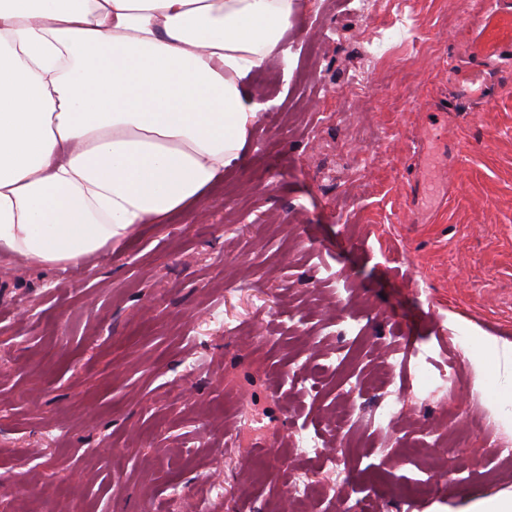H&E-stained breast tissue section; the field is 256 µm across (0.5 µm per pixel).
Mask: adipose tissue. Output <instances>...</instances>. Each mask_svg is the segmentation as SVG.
Here are the masks:
<instances>
[{
  "label": "adipose tissue",
  "mask_w": 512,
  "mask_h": 512,
  "mask_svg": "<svg viewBox=\"0 0 512 512\" xmlns=\"http://www.w3.org/2000/svg\"><path fill=\"white\" fill-rule=\"evenodd\" d=\"M292 0H0V255L67 268L201 201L262 106ZM465 357L512 426V344Z\"/></svg>",
  "instance_id": "adipose-tissue-1"
}]
</instances>
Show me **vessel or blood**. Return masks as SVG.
<instances>
[{
    "mask_svg": "<svg viewBox=\"0 0 512 512\" xmlns=\"http://www.w3.org/2000/svg\"><path fill=\"white\" fill-rule=\"evenodd\" d=\"M477 26L478 32L471 42V53L480 65L467 70L458 86L459 93L465 97L482 95L486 81L484 63L512 46V13L504 10L500 0H484Z\"/></svg>",
    "mask_w": 512,
    "mask_h": 512,
    "instance_id": "1",
    "label": "vessel or blood"
}]
</instances>
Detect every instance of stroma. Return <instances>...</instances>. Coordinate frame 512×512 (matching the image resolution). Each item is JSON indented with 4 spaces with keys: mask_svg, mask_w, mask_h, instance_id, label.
Returning <instances> with one entry per match:
<instances>
[{
    "mask_svg": "<svg viewBox=\"0 0 512 512\" xmlns=\"http://www.w3.org/2000/svg\"><path fill=\"white\" fill-rule=\"evenodd\" d=\"M477 11L296 0L199 208L64 270L0 256V512H265L295 472L314 512L512 491L464 359L512 342V47L457 98ZM339 405L341 473L296 451Z\"/></svg>",
    "mask_w": 512,
    "mask_h": 512,
    "instance_id": "stroma-1",
    "label": "stroma"
}]
</instances>
